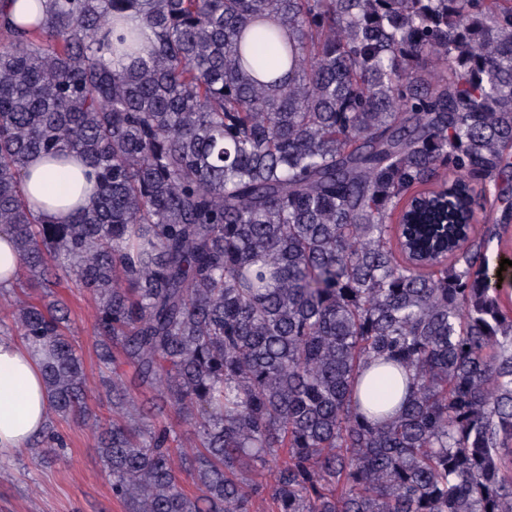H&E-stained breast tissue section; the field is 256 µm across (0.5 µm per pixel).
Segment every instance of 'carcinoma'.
I'll use <instances>...</instances> for the list:
<instances>
[{"instance_id":"obj_1","label":"carcinoma","mask_w":512,"mask_h":512,"mask_svg":"<svg viewBox=\"0 0 512 512\" xmlns=\"http://www.w3.org/2000/svg\"><path fill=\"white\" fill-rule=\"evenodd\" d=\"M50 2L0 16L23 292L0 337L43 354L50 417L97 427L112 497L512 512V305L487 257L512 223V0ZM71 152L99 192L48 224L22 170ZM60 279L97 302L95 391ZM65 445L52 420L32 443Z\"/></svg>"}]
</instances>
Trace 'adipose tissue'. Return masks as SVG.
I'll return each instance as SVG.
<instances>
[{
    "instance_id": "obj_1",
    "label": "adipose tissue",
    "mask_w": 512,
    "mask_h": 512,
    "mask_svg": "<svg viewBox=\"0 0 512 512\" xmlns=\"http://www.w3.org/2000/svg\"><path fill=\"white\" fill-rule=\"evenodd\" d=\"M61 166L36 155L23 171L26 195L47 222L61 224L88 207L98 193L82 158L71 154ZM49 412L41 358L24 342L0 339V457L14 454L38 437Z\"/></svg>"
}]
</instances>
